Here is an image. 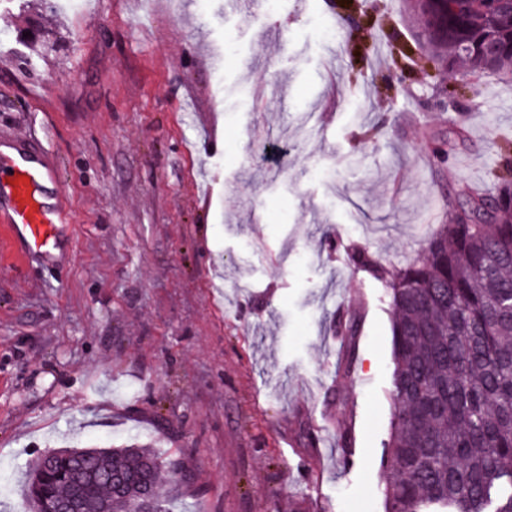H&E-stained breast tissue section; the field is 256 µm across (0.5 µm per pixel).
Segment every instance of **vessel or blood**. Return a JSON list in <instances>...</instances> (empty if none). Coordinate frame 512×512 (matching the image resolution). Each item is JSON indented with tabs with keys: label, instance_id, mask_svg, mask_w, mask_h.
<instances>
[{
	"label": "vessel or blood",
	"instance_id": "obj_1",
	"mask_svg": "<svg viewBox=\"0 0 512 512\" xmlns=\"http://www.w3.org/2000/svg\"><path fill=\"white\" fill-rule=\"evenodd\" d=\"M57 183L55 163L30 143L0 146V223L24 255H52L64 241L67 216L54 199Z\"/></svg>",
	"mask_w": 512,
	"mask_h": 512
}]
</instances>
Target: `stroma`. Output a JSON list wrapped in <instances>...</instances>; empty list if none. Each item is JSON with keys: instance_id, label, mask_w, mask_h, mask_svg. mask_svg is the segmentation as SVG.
<instances>
[{"instance_id": "stroma-1", "label": "stroma", "mask_w": 512, "mask_h": 512, "mask_svg": "<svg viewBox=\"0 0 512 512\" xmlns=\"http://www.w3.org/2000/svg\"><path fill=\"white\" fill-rule=\"evenodd\" d=\"M414 2L0 0V139L54 156L71 239L0 223V512L41 454L133 438L194 472L173 512H383L391 307L351 255L415 257L512 154V71L443 110Z\"/></svg>"}]
</instances>
